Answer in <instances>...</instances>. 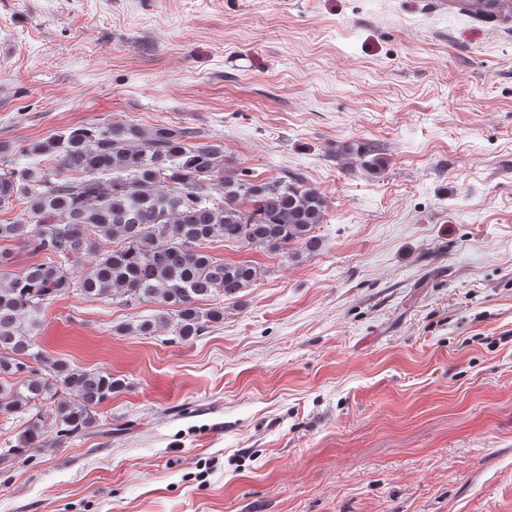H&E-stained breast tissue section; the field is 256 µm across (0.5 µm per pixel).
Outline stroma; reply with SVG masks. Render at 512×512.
Segmentation results:
<instances>
[{
  "label": "stroma",
  "instance_id": "obj_1",
  "mask_svg": "<svg viewBox=\"0 0 512 512\" xmlns=\"http://www.w3.org/2000/svg\"><path fill=\"white\" fill-rule=\"evenodd\" d=\"M171 124L300 174L317 252L188 342L63 295L40 347L126 389L0 465V512H512V21L442 0H0V141ZM376 149L365 168L344 146Z\"/></svg>",
  "mask_w": 512,
  "mask_h": 512
}]
</instances>
